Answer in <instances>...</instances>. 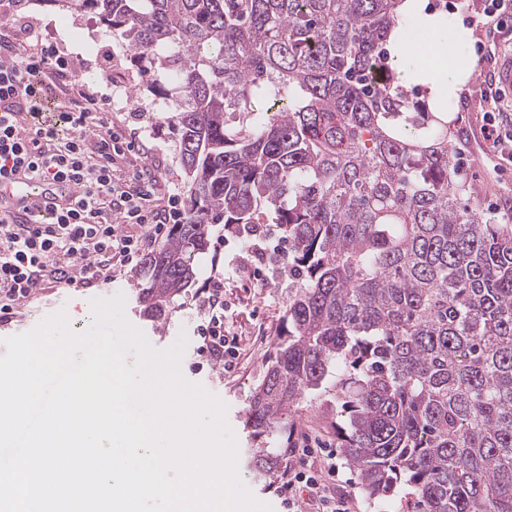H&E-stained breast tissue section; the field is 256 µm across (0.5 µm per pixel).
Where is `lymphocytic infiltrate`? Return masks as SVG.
Listing matches in <instances>:
<instances>
[{
	"label": "lymphocytic infiltrate",
	"instance_id": "1",
	"mask_svg": "<svg viewBox=\"0 0 512 512\" xmlns=\"http://www.w3.org/2000/svg\"><path fill=\"white\" fill-rule=\"evenodd\" d=\"M59 90L64 102L49 95ZM109 94L80 83L73 58L15 19L0 20V172L34 165L38 181H73L77 205L44 228L16 231L0 216V317L29 302L45 282L89 286L115 267L137 266L167 226L183 223L176 197L159 202L149 167L116 176L123 155ZM31 122H22V114ZM200 364L224 363V283L210 282L201 306Z\"/></svg>",
	"mask_w": 512,
	"mask_h": 512
}]
</instances>
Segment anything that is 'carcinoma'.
I'll return each mask as SVG.
<instances>
[{"instance_id": "1", "label": "carcinoma", "mask_w": 512, "mask_h": 512, "mask_svg": "<svg viewBox=\"0 0 512 512\" xmlns=\"http://www.w3.org/2000/svg\"><path fill=\"white\" fill-rule=\"evenodd\" d=\"M164 78L188 219L144 259L150 321L197 280L209 226L288 242L284 339L246 411L267 474L332 381L368 500L512 512V232L461 204L442 101L387 46L403 0H85Z\"/></svg>"}]
</instances>
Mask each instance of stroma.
I'll use <instances>...</instances> for the list:
<instances>
[{
  "instance_id": "35a3bbf8",
  "label": "stroma",
  "mask_w": 512,
  "mask_h": 512,
  "mask_svg": "<svg viewBox=\"0 0 512 512\" xmlns=\"http://www.w3.org/2000/svg\"><path fill=\"white\" fill-rule=\"evenodd\" d=\"M436 5L447 23L466 31L463 54L475 62L476 72L445 99L448 119L454 131L451 142L457 172L456 180L463 188L461 201L468 208L493 215L496 222L512 227V157L490 151L481 131L485 112L492 111L502 119L512 118V101L498 96L489 105L478 95L482 76L500 55L512 52V24L495 38L494 45L478 48L476 28L480 21L476 11L468 9L465 0H427ZM44 38L57 42L70 56L83 64L80 78L90 89L102 87L103 69L122 73L133 81L130 97L112 95L114 120L138 129L145 149L129 153L130 166L146 165L156 170L159 197L178 195L187 198V179L179 164L175 145L179 137L174 111L149 112L145 106L158 100L153 89L155 78L136 69L129 48L119 33L102 22L99 16L73 0L67 16H60L54 0H26L19 11ZM213 234L223 235V242H211L207 251L197 257L199 274L188 295L175 299L165 319L151 322L139 313L137 294L140 279L137 270L125 268L115 272L110 281L89 288H62L46 285L35 297L18 307L11 321L0 323V356L7 351L8 337L34 330L47 317L65 312L70 331L82 326L81 314L96 297L124 292L128 319L141 328L159 349L170 347L179 332H186L189 344L184 363L195 359L198 346L196 327L201 320L199 294L213 277L224 280V334L229 341L226 370L203 368L186 372L189 381L202 385L228 406L227 419L237 442L239 475L252 495L269 504L273 512H288V482L299 462L290 454H282L276 468L260 475L247 466L245 457L256 443L244 426V413L255 388L280 340L282 317L288 304V274L274 257L247 255L242 237L225 232L223 225L212 227ZM341 419L336 392L323 388L306 396L295 417V436L299 447L315 449L318 460L333 458L336 469L325 482L333 497L347 501L350 512H408L403 494H396L385 505L376 507L366 499L353 467L338 447L336 424Z\"/></svg>"
}]
</instances>
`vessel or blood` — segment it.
Masks as SVG:
<instances>
[{
	"instance_id": "vessel-or-blood-1",
	"label": "vessel or blood",
	"mask_w": 512,
	"mask_h": 512,
	"mask_svg": "<svg viewBox=\"0 0 512 512\" xmlns=\"http://www.w3.org/2000/svg\"><path fill=\"white\" fill-rule=\"evenodd\" d=\"M494 83L502 94L512 95V55L498 58ZM77 194L68 180L38 183L25 168L0 176V212L18 224H37L69 210Z\"/></svg>"
}]
</instances>
